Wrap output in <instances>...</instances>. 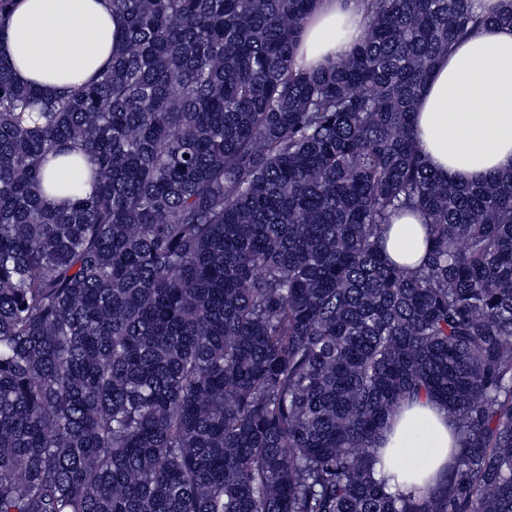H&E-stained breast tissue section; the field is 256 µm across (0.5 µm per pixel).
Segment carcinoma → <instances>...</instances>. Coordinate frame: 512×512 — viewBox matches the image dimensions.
Wrapping results in <instances>:
<instances>
[{
	"label": "carcinoma",
	"mask_w": 512,
	"mask_h": 512,
	"mask_svg": "<svg viewBox=\"0 0 512 512\" xmlns=\"http://www.w3.org/2000/svg\"><path fill=\"white\" fill-rule=\"evenodd\" d=\"M315 2L112 0V63L55 99L0 60V512H512V171L444 181L412 121L512 0H363L310 71ZM423 396L460 448L392 494L373 441ZM368 15L361 0H319L305 24L297 67H316L322 57L347 54L363 37ZM426 236L425 228L411 215L395 217L385 240L387 257L409 269L419 266L427 250Z\"/></svg>",
	"instance_id": "cac0c4a2"
}]
</instances>
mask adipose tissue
Returning a JSON list of instances; mask_svg holds the SVG:
<instances>
[{
	"label": "adipose tissue",
	"instance_id": "1",
	"mask_svg": "<svg viewBox=\"0 0 512 512\" xmlns=\"http://www.w3.org/2000/svg\"><path fill=\"white\" fill-rule=\"evenodd\" d=\"M367 22L361 0H319L296 66L312 68L322 57L347 54ZM119 41L112 0H13L0 18V60L10 64L16 82L47 98L92 79ZM413 126L428 167L442 179L478 183L512 169V27H480L441 57L423 85ZM426 236L414 217L394 218L385 240L388 258L419 266ZM378 445L399 472L389 492L426 490L454 463L455 426L438 402L403 404Z\"/></svg>",
	"mask_w": 512,
	"mask_h": 512
}]
</instances>
